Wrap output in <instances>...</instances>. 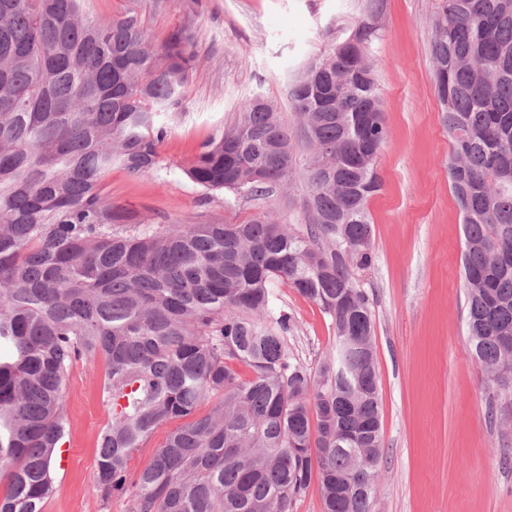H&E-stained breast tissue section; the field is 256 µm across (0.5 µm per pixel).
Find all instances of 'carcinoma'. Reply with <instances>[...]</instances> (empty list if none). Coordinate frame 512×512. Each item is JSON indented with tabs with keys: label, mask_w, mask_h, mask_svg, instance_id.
I'll list each match as a JSON object with an SVG mask.
<instances>
[{
	"label": "carcinoma",
	"mask_w": 512,
	"mask_h": 512,
	"mask_svg": "<svg viewBox=\"0 0 512 512\" xmlns=\"http://www.w3.org/2000/svg\"><path fill=\"white\" fill-rule=\"evenodd\" d=\"M431 58L448 177L463 214L467 336L498 383L512 365V0H436ZM377 27L310 58L290 85L298 126L256 97L185 169L208 191L265 197L309 152L305 229L261 212L239 224L139 229L104 176L158 166L159 113L181 103L193 34L161 49L140 15L89 18L83 0H0V512H42L64 437L61 394L104 359L108 422L96 491L129 512H292L316 481L324 512H373L382 448L368 202L387 142L368 49ZM283 282L330 316L336 353L288 358ZM216 398L210 411L200 404ZM180 421L131 475L155 429Z\"/></svg>",
	"instance_id": "carcinoma-1"
}]
</instances>
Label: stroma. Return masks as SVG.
Segmentation results:
<instances>
[{
	"label": "stroma",
	"instance_id": "35a3bbf8",
	"mask_svg": "<svg viewBox=\"0 0 512 512\" xmlns=\"http://www.w3.org/2000/svg\"><path fill=\"white\" fill-rule=\"evenodd\" d=\"M130 9L153 46L179 25L195 35L185 98L159 117L168 136L158 167L139 176L116 168L103 179V197L161 232L260 212L304 226V148L291 185L266 199L205 190L185 170L201 143L234 126L245 100H271L296 125L288 92L298 68L360 23L377 25L369 57L388 139L377 159L382 187L368 203L373 264L360 274L382 409L375 512H512V391L489 383L467 345L462 216L448 183L451 145L430 53L434 0H87L93 17ZM274 293L275 311L290 318L288 356L315 370L335 350L330 317L287 284ZM103 379L100 361L71 370L63 390L70 455L53 467L43 512H129L128 499L94 490Z\"/></svg>",
	"mask_w": 512,
	"mask_h": 512
}]
</instances>
